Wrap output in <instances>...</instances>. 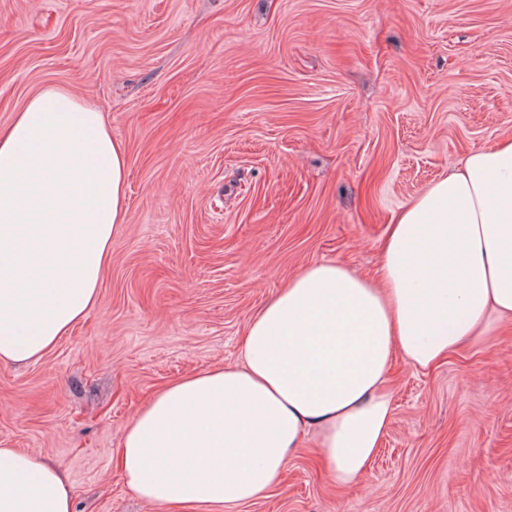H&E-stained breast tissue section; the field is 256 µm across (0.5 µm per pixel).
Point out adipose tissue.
Masks as SVG:
<instances>
[{
  "label": "adipose tissue",
  "instance_id": "ef3b65f1",
  "mask_svg": "<svg viewBox=\"0 0 512 512\" xmlns=\"http://www.w3.org/2000/svg\"><path fill=\"white\" fill-rule=\"evenodd\" d=\"M127 156L102 112L50 86L0 128V362L40 359L94 306L126 218ZM512 322V139L470 153L394 217L376 278L303 267L251 318L238 363L137 411L118 464L141 500L222 512L280 484L316 434L355 486L392 416L395 355L426 369ZM0 512H74L62 475L0 448Z\"/></svg>",
  "mask_w": 512,
  "mask_h": 512
}]
</instances>
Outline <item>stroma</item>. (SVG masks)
<instances>
[{"mask_svg": "<svg viewBox=\"0 0 512 512\" xmlns=\"http://www.w3.org/2000/svg\"><path fill=\"white\" fill-rule=\"evenodd\" d=\"M100 109L127 150L126 222L87 315L0 363V447L65 475L76 512H186L127 487L144 401L234 364L306 265L371 278L393 216L512 138V0H0V126L42 88ZM359 485L315 439L264 499L223 512H512V324L421 371Z\"/></svg>", "mask_w": 512, "mask_h": 512, "instance_id": "35a3bbf8", "label": "stroma"}]
</instances>
